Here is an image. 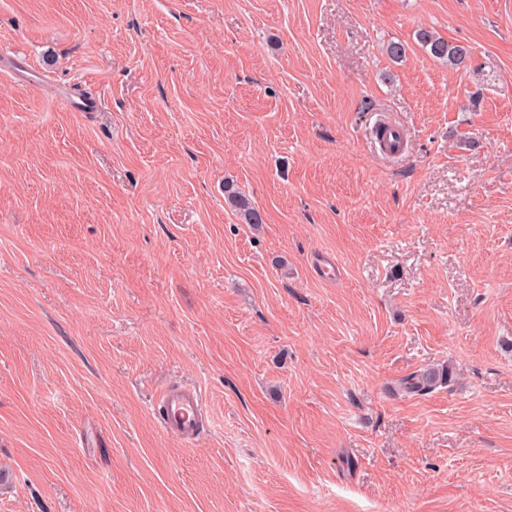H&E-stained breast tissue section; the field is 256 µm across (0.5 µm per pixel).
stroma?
I'll return each mask as SVG.
<instances>
[{"label":"stroma","instance_id":"stroma-1","mask_svg":"<svg viewBox=\"0 0 512 512\" xmlns=\"http://www.w3.org/2000/svg\"><path fill=\"white\" fill-rule=\"evenodd\" d=\"M2 54L0 512H512V0H0ZM417 39L430 57L443 62L449 68L466 71L470 67L471 52L466 46L450 43L428 29H421ZM0 70L7 71L16 82L29 84L32 81L33 70L26 58L19 55L0 58ZM203 412L202 396L198 391H169L164 403L165 433L176 438L198 436Z\"/></svg>","mask_w":512,"mask_h":512}]
</instances>
